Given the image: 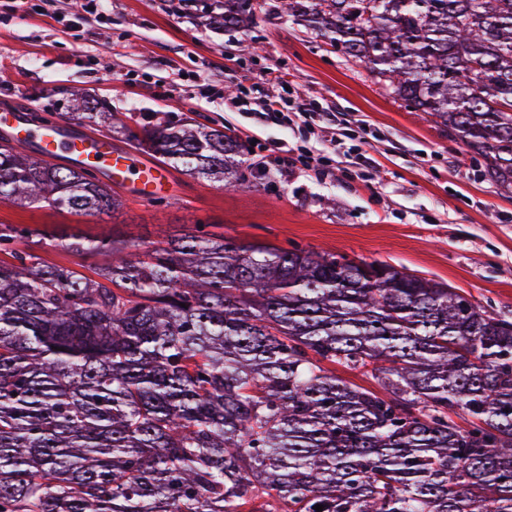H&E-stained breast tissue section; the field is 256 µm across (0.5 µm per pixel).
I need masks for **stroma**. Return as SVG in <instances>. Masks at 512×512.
I'll use <instances>...</instances> for the list:
<instances>
[{
  "label": "stroma",
  "instance_id": "obj_1",
  "mask_svg": "<svg viewBox=\"0 0 512 512\" xmlns=\"http://www.w3.org/2000/svg\"><path fill=\"white\" fill-rule=\"evenodd\" d=\"M12 2L0 0V110L64 112L80 90L128 122L163 112L230 131L248 151L235 188L172 168L166 207L123 188L102 225L0 200V224L103 232L145 248L202 223L238 242L401 265L512 319V193L483 178L432 117L394 103L368 69L283 14L280 0H253L252 24L224 31L185 0H41L24 17ZM266 68L287 74L311 112L281 126L227 103L225 87L251 85ZM116 72L127 85L113 83ZM197 83L209 96L194 95ZM331 131L333 160L305 169L298 156L324 152Z\"/></svg>",
  "mask_w": 512,
  "mask_h": 512
}]
</instances>
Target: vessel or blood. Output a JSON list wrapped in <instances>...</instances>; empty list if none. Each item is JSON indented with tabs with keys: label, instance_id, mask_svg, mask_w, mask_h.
Listing matches in <instances>:
<instances>
[{
	"label": "vessel or blood",
	"instance_id": "1",
	"mask_svg": "<svg viewBox=\"0 0 512 512\" xmlns=\"http://www.w3.org/2000/svg\"><path fill=\"white\" fill-rule=\"evenodd\" d=\"M0 130L14 142L33 144L46 155L63 157L83 166L103 171L109 179L127 180L137 174L142 195L164 194L169 190V177L164 166L147 158H134L129 152L112 147L110 142L93 140L83 133L64 127H30L21 112H0Z\"/></svg>",
	"mask_w": 512,
	"mask_h": 512
}]
</instances>
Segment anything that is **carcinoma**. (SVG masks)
<instances>
[{
	"label": "carcinoma",
	"instance_id": "cac0c4a2",
	"mask_svg": "<svg viewBox=\"0 0 512 512\" xmlns=\"http://www.w3.org/2000/svg\"><path fill=\"white\" fill-rule=\"evenodd\" d=\"M282 2L512 191V0ZM206 15L253 20L247 0ZM25 118L241 181L244 146L221 129L133 128L76 92L71 111ZM0 199L121 207L98 170L2 132ZM34 234L0 224V512H512V321L447 283L199 228L141 256L106 234L41 236L107 257L84 273L14 248Z\"/></svg>",
	"mask_w": 512,
	"mask_h": 512
}]
</instances>
